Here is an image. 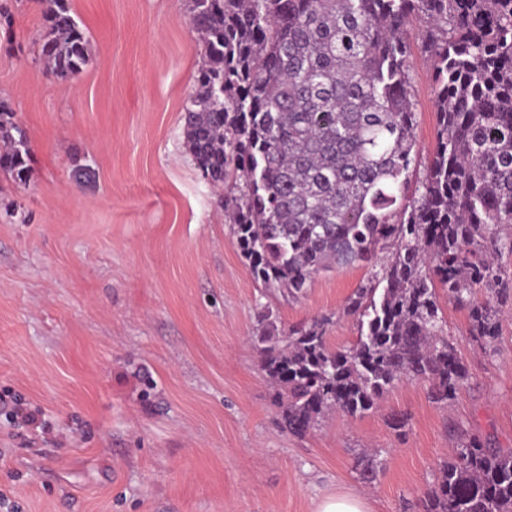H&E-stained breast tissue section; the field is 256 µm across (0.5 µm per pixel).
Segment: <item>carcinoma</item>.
<instances>
[{
    "instance_id": "carcinoma-1",
    "label": "carcinoma",
    "mask_w": 512,
    "mask_h": 512,
    "mask_svg": "<svg viewBox=\"0 0 512 512\" xmlns=\"http://www.w3.org/2000/svg\"><path fill=\"white\" fill-rule=\"evenodd\" d=\"M204 63L186 145L225 199L255 281L295 298L335 267L376 269L347 299L356 341L328 344L332 317L286 329L273 309L250 337L281 425L303 436L332 412L361 416L405 380L448 403L468 378L439 290L492 353L512 297V0H191ZM427 24L437 144L421 165L407 26ZM41 55L70 78L86 62L68 8L45 16ZM28 149L0 105V168ZM487 298L479 301L475 290ZM373 480L379 455L357 460ZM423 512H512V450L460 429Z\"/></svg>"
}]
</instances>
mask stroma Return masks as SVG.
Instances as JSON below:
<instances>
[{
    "mask_svg": "<svg viewBox=\"0 0 512 512\" xmlns=\"http://www.w3.org/2000/svg\"><path fill=\"white\" fill-rule=\"evenodd\" d=\"M88 41L61 81L40 52L46 0H0V101L29 146L28 172L0 171V398L40 409L45 430L0 415V512H316L361 495L369 512H421L452 434L470 425L512 448V305L498 352L442 310L469 378L441 405L405 381L376 411L284 432L248 342L264 303L224 221L225 187L184 143L203 62L189 0H65ZM409 38L422 155L436 146L432 63ZM364 266L316 276L284 326L335 315L328 343L357 336L344 302ZM408 418L394 431L392 415ZM379 451L376 479L360 453Z\"/></svg>",
    "mask_w": 512,
    "mask_h": 512,
    "instance_id": "stroma-1",
    "label": "stroma"
}]
</instances>
